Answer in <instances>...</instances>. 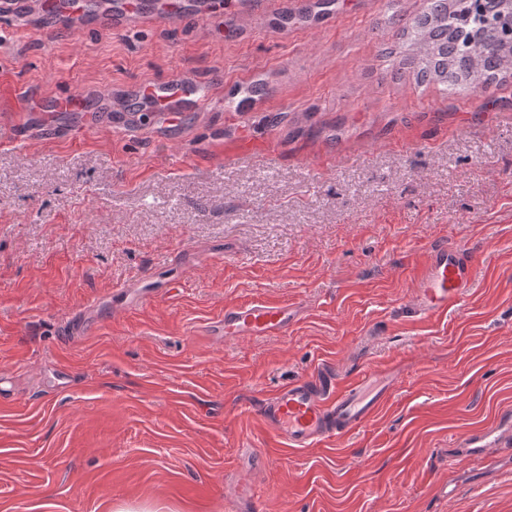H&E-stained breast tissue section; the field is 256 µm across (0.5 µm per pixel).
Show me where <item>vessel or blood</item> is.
Returning <instances> with one entry per match:
<instances>
[{
    "label": "vessel or blood",
    "instance_id": "b4317fda",
    "mask_svg": "<svg viewBox=\"0 0 512 512\" xmlns=\"http://www.w3.org/2000/svg\"><path fill=\"white\" fill-rule=\"evenodd\" d=\"M138 12L137 0H105L104 4L83 11L81 22L114 29L133 21ZM265 71L251 68L231 78L237 99L233 111L242 107L255 110L264 100L257 89L264 83ZM149 100V110L163 121H176L186 111H198L214 105L211 87L198 82L170 79L140 84L128 96V105L138 108ZM87 102L79 96L52 99L46 112H71L80 115V128L90 131L94 119ZM474 265L463 250L445 243L435 245L428 261L416 273V303L420 311L440 314L461 306L473 284ZM296 323L294 306L267 300L228 306L210 328L218 337L284 336ZM395 384L385 372H373L344 388H337L332 373L299 379L278 388L259 407L265 428L284 440L290 448H311L326 439L339 438L366 425L389 399ZM512 434V414H505L497 428L468 435L455 461L463 464L500 443Z\"/></svg>",
    "mask_w": 512,
    "mask_h": 512
}]
</instances>
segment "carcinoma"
I'll return each mask as SVG.
<instances>
[{
  "label": "carcinoma",
  "instance_id": "obj_1",
  "mask_svg": "<svg viewBox=\"0 0 512 512\" xmlns=\"http://www.w3.org/2000/svg\"><path fill=\"white\" fill-rule=\"evenodd\" d=\"M512 0H429L401 29L417 78L459 93L486 91L512 71Z\"/></svg>",
  "mask_w": 512,
  "mask_h": 512
}]
</instances>
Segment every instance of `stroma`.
<instances>
[{
	"mask_svg": "<svg viewBox=\"0 0 512 512\" xmlns=\"http://www.w3.org/2000/svg\"><path fill=\"white\" fill-rule=\"evenodd\" d=\"M109 32L34 9L0 42L13 94H77L265 66V110L176 125L103 112L0 141V512H512V442L450 448L512 411V75L488 92L421 84L397 27L427 0H225ZM438 243L476 277L428 315L415 271ZM151 288L149 307L113 302ZM297 306L285 336H209L225 307ZM88 311L91 335L70 340ZM328 368L395 378L363 428L290 449L257 404Z\"/></svg>",
	"mask_w": 512,
	"mask_h": 512,
	"instance_id": "obj_1",
	"label": "stroma"
}]
</instances>
